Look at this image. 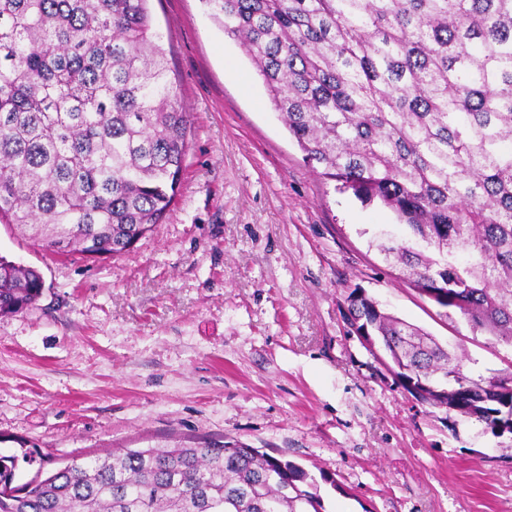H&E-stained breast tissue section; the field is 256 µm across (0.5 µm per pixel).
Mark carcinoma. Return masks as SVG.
<instances>
[{
    "label": "carcinoma",
    "mask_w": 512,
    "mask_h": 512,
    "mask_svg": "<svg viewBox=\"0 0 512 512\" xmlns=\"http://www.w3.org/2000/svg\"><path fill=\"white\" fill-rule=\"evenodd\" d=\"M149 0H0V224L108 257L163 222L186 156ZM240 42L320 175L409 230L385 259L437 306L512 346V0H204ZM0 256V314L43 293ZM351 327L383 337L412 396L512 419V369L475 379L362 289ZM0 512H324L296 463L236 442L115 448L15 484Z\"/></svg>",
    "instance_id": "carcinoma-1"
}]
</instances>
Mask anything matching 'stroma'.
<instances>
[{
	"label": "stroma",
	"mask_w": 512,
	"mask_h": 512,
	"mask_svg": "<svg viewBox=\"0 0 512 512\" xmlns=\"http://www.w3.org/2000/svg\"><path fill=\"white\" fill-rule=\"evenodd\" d=\"M189 149L164 223L107 259L59 255L0 224L37 268L0 315V455L17 483L107 448L214 438L293 461L326 512H512V435L417 402L360 343L346 298L454 350L471 376L512 347L442 315L379 252L395 214L303 159L239 42L203 0H150Z\"/></svg>",
	"instance_id": "obj_1"
}]
</instances>
